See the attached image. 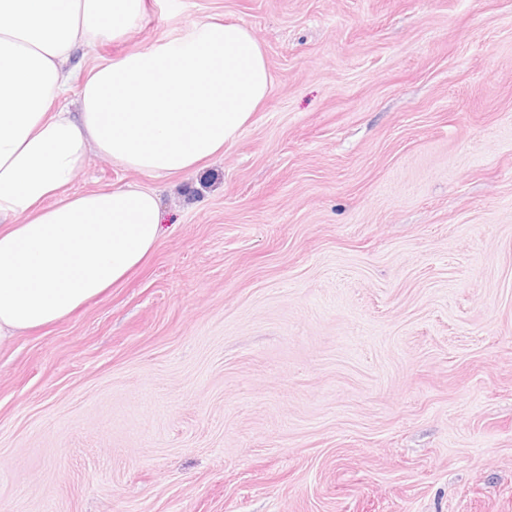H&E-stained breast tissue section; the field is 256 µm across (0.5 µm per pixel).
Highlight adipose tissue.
<instances>
[{
    "label": "adipose tissue",
    "mask_w": 512,
    "mask_h": 512,
    "mask_svg": "<svg viewBox=\"0 0 512 512\" xmlns=\"http://www.w3.org/2000/svg\"><path fill=\"white\" fill-rule=\"evenodd\" d=\"M146 0H0V346L58 322L141 266L161 231L137 184L70 191L91 156L162 179L241 134L271 75L243 24L194 23L104 62Z\"/></svg>",
    "instance_id": "ef3b65f1"
}]
</instances>
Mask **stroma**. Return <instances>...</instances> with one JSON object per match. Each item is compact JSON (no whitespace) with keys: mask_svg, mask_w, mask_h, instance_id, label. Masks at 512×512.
<instances>
[{"mask_svg":"<svg viewBox=\"0 0 512 512\" xmlns=\"http://www.w3.org/2000/svg\"><path fill=\"white\" fill-rule=\"evenodd\" d=\"M215 16L268 96L0 347V512H512V0H149L99 54Z\"/></svg>","mask_w":512,"mask_h":512,"instance_id":"1","label":"stroma"}]
</instances>
